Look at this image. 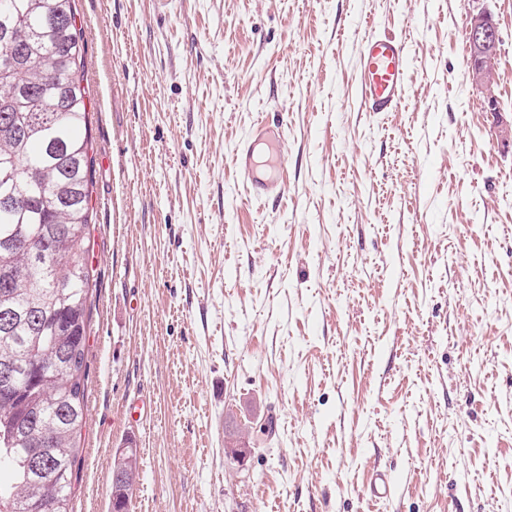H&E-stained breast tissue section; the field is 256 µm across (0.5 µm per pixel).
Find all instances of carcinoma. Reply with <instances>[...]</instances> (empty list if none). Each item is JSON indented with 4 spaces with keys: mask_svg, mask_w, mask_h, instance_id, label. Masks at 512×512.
<instances>
[{
    "mask_svg": "<svg viewBox=\"0 0 512 512\" xmlns=\"http://www.w3.org/2000/svg\"><path fill=\"white\" fill-rule=\"evenodd\" d=\"M74 0H0V512H70L94 156Z\"/></svg>",
    "mask_w": 512,
    "mask_h": 512,
    "instance_id": "1",
    "label": "carcinoma"
}]
</instances>
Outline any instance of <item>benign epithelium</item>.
Listing matches in <instances>:
<instances>
[{
    "label": "benign epithelium",
    "mask_w": 512,
    "mask_h": 512,
    "mask_svg": "<svg viewBox=\"0 0 512 512\" xmlns=\"http://www.w3.org/2000/svg\"><path fill=\"white\" fill-rule=\"evenodd\" d=\"M467 37L470 49V79L485 97L489 110L495 112L498 109V100L494 94L498 78L497 48L501 42V34L498 23L488 9L481 8L469 13ZM255 431H257L256 427L246 426L239 436L227 445V452L241 465L245 464L250 456L251 449L247 448V438ZM129 452H131L129 448L117 450L112 482L123 480L131 485L134 484L136 472L124 475L120 467Z\"/></svg>",
    "instance_id": "7a95c632"
}]
</instances>
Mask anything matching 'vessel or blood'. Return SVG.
Listing matches in <instances>:
<instances>
[{"instance_id":"1","label":"vessel or blood","mask_w":512,"mask_h":512,"mask_svg":"<svg viewBox=\"0 0 512 512\" xmlns=\"http://www.w3.org/2000/svg\"><path fill=\"white\" fill-rule=\"evenodd\" d=\"M409 68L410 46L406 41L375 33L362 39L356 78L369 111L393 112L399 108L408 93ZM234 165L244 177L247 196L257 199L282 193L284 182L279 173L262 180L254 177L251 144L239 146Z\"/></svg>"}]
</instances>
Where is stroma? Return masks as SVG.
I'll return each mask as SVG.
<instances>
[{
	"label": "stroma",
	"mask_w": 512,
	"mask_h": 512,
	"mask_svg": "<svg viewBox=\"0 0 512 512\" xmlns=\"http://www.w3.org/2000/svg\"><path fill=\"white\" fill-rule=\"evenodd\" d=\"M75 0L95 156L72 512H512V0ZM409 90L367 111L368 32ZM284 119L286 189L233 163ZM254 433L245 466L224 444ZM397 487L371 498L368 477ZM470 63L469 75L472 84L483 94L492 112L498 109L494 87L498 78L497 48L501 42L498 23L486 8L469 13L467 23ZM410 52L396 37L369 33L362 39L356 78L370 112H394L405 100ZM234 165L244 177L247 198H265L269 194H283L284 182L280 178L283 165L275 167L274 172L259 180L252 176L254 172L253 149L249 142L239 146L234 155ZM134 451L135 452V449L133 448H120L117 450V459L115 461V467L113 469V472H112V482L113 484L118 481V480H123V481H127L129 483V488L130 490L128 491L129 493V496H130V493L132 492V488H133V484H134V481H135V478H136V474H137V470H133V472H128L127 469H132L133 468V465L135 467V469H137V453L135 452L134 453V459H130V457L127 458V461L124 462V471L128 472V475H124L121 473L122 471V468L120 467V464L121 462L123 461V459L128 455L129 452H132Z\"/></svg>",
	"instance_id": "stroma-1"
}]
</instances>
